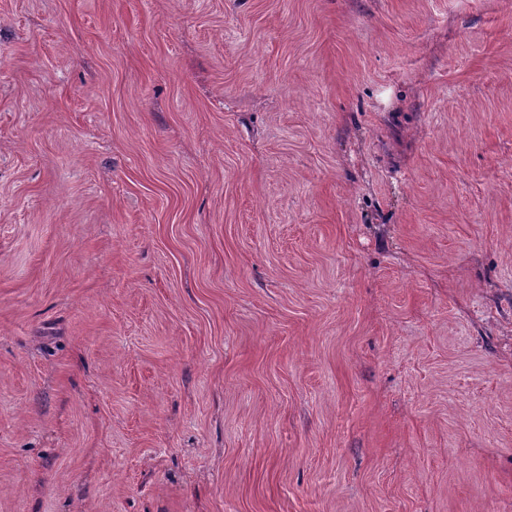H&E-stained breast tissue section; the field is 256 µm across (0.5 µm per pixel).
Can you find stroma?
Returning a JSON list of instances; mask_svg holds the SVG:
<instances>
[{
	"label": "stroma",
	"mask_w": 512,
	"mask_h": 512,
	"mask_svg": "<svg viewBox=\"0 0 512 512\" xmlns=\"http://www.w3.org/2000/svg\"><path fill=\"white\" fill-rule=\"evenodd\" d=\"M0 512H512V0H0Z\"/></svg>",
	"instance_id": "35a3bbf8"
}]
</instances>
